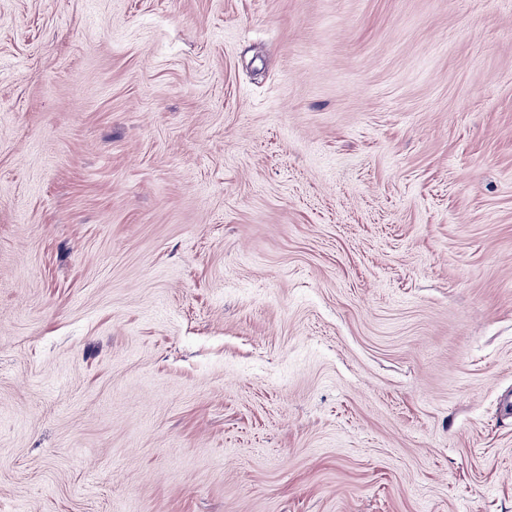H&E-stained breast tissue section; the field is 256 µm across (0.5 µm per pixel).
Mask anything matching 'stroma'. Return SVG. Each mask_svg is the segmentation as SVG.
<instances>
[{
    "mask_svg": "<svg viewBox=\"0 0 512 512\" xmlns=\"http://www.w3.org/2000/svg\"><path fill=\"white\" fill-rule=\"evenodd\" d=\"M0 512H512V0H0Z\"/></svg>",
    "mask_w": 512,
    "mask_h": 512,
    "instance_id": "obj_1",
    "label": "stroma"
}]
</instances>
